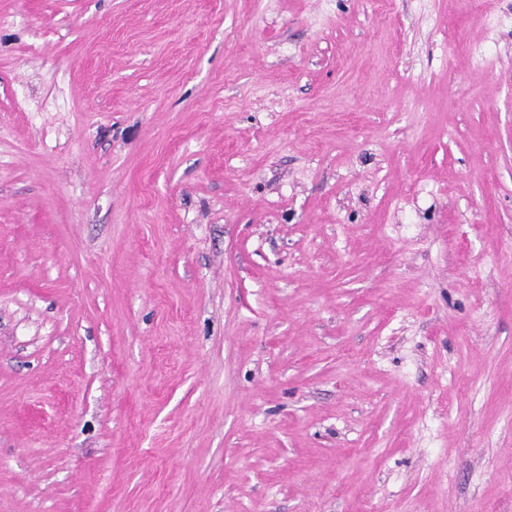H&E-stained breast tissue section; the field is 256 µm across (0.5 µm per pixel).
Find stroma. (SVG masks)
<instances>
[{
	"label": "stroma",
	"instance_id": "35a3bbf8",
	"mask_svg": "<svg viewBox=\"0 0 512 512\" xmlns=\"http://www.w3.org/2000/svg\"><path fill=\"white\" fill-rule=\"evenodd\" d=\"M0 512H512V0H0Z\"/></svg>",
	"mask_w": 512,
	"mask_h": 512
}]
</instances>
